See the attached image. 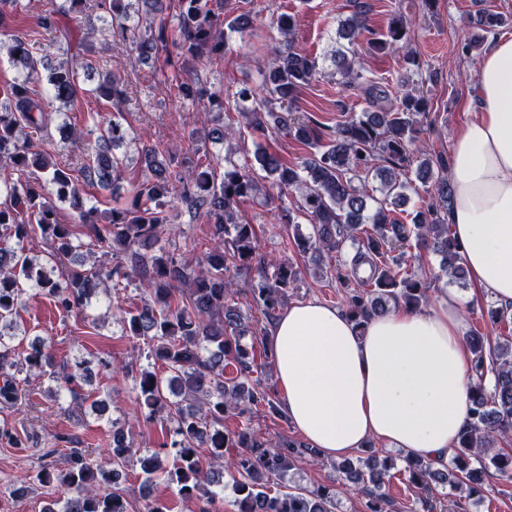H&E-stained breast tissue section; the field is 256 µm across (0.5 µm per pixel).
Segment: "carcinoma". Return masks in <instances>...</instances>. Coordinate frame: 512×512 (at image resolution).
I'll list each match as a JSON object with an SVG mask.
<instances>
[{"label": "carcinoma", "instance_id": "1", "mask_svg": "<svg viewBox=\"0 0 512 512\" xmlns=\"http://www.w3.org/2000/svg\"><path fill=\"white\" fill-rule=\"evenodd\" d=\"M211 0H176V24L168 26L163 0H99L95 7L108 9V25L125 37L135 33L142 21L128 25L131 14L147 19L146 37L134 36L138 60L148 62L172 45L193 57L219 60L224 56V29L235 31L243 13L229 22L221 19ZM365 5L342 24L339 36L348 46L333 53L336 84L344 89H360L367 108L324 132L319 125L286 116L292 112L299 90L318 74L316 58L288 44L258 65L262 78L257 88L235 93L244 103L241 112L246 128L265 137L292 136L315 149L297 168L266 150L255 154V161L272 184L301 192L299 209L312 221V234H296L294 244L302 253L334 250L345 239L355 240L365 224L372 225L362 248L350 263L336 268V280L346 289V313L358 326L368 322L388 301L395 306L417 308L427 301V287L420 277L403 267L397 250L415 239L434 240L441 256V270L451 279L465 278L460 245L449 231L448 215L452 190L445 179L434 188L439 204L418 212L411 224H401L391 206L407 201L410 184L400 179V170L409 161L410 150L423 157L417 178L424 184L432 179L427 148L421 139L417 116L428 108L422 94L405 93L399 102H388L386 90L364 80L358 48L384 51L401 48L407 41L410 23L392 13L386 28L366 36ZM504 24L502 16L484 12L477 20L485 33ZM33 33L18 30L11 34L9 54L23 72L20 79L0 90V162L16 172V179H0V404L14 405L19 399L20 375L36 372L56 382L47 390L58 401L69 393L70 406L80 410L76 388L88 382V368L81 360L61 375L55 370L51 350L45 341H34L30 351L18 354L12 345L19 329L17 309L27 289L34 288L50 297L66 313L84 312L100 293L110 296L123 282H134L150 291L140 309L121 318L124 335L147 343L148 356L161 362L170 373L166 379L154 370L120 366L136 373L135 409L148 410L146 420L165 425L170 442L138 457L144 474L143 484L163 481L175 486L177 495L195 499L215 508L220 492L211 486L222 473L205 469L202 457L211 463L226 462L233 470L232 485L237 512H333L335 493L324 487L315 491L290 487L271 490L266 479L283 476L296 464L318 457V451L291 438L274 443L255 433L254 412L275 409L271 395L247 383L254 358L241 343L245 335L241 317L228 304L233 294L231 271L247 270L260 250L253 225L235 218L240 200L254 198L263 185L249 166L231 165L217 175L211 164L197 163L182 184L180 201L207 218L220 240L207 247L192 265L177 259L170 251V201L172 186L169 159H159L154 145H145L140 161L147 174L134 184L129 200L109 210L100 222L98 210L82 191L70 169L59 166L53 157L61 151L73 152L86 146L88 161L81 164L83 179L103 190H112V181L123 168V159L114 154L127 138V131L113 118L103 125L74 129L63 124L60 141L48 134L52 122L50 105L31 87L37 75L38 60L30 50ZM96 69L94 60L72 54L49 68L51 98L70 105L80 90L79 76ZM179 95L203 112L224 110V100L215 97L198 81L178 85ZM89 94L114 105L126 95L121 75L109 72ZM329 142H323V139ZM385 159L392 167L383 169ZM375 173L382 183L381 197L370 194L361 174ZM77 217V223L60 221L61 205ZM85 228V243L77 228ZM40 234L51 243L50 258L79 261V268L64 275L56 266L43 263L24 250V240ZM86 250L90 260L78 258ZM373 267L368 288H352V278L360 263ZM271 273L263 272L250 289L256 310L272 318L288 299L298 270L293 263L270 260ZM473 354L476 382L470 388L468 421L459 434L448 466L435 469L422 460L406 461L408 482L421 493H428L433 482L446 484L461 498L479 492L477 483L483 471L494 469L501 479L512 482V453L494 451L498 444L512 440V341L487 344L475 333L467 338ZM492 389L485 387V378ZM234 412L244 418L240 427L224 428V415ZM112 434L107 461L91 458L84 448H70L61 468L43 466L33 479L45 487L61 490L43 512H128L120 488L121 471L137 457V450L124 427L111 422ZM237 453L224 459L228 449ZM393 468V461L369 455L355 461L345 459L339 466L347 482L365 492L364 512H387L390 500L382 488Z\"/></svg>", "mask_w": 512, "mask_h": 512}]
</instances>
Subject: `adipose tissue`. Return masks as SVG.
<instances>
[{"label": "adipose tissue", "mask_w": 512, "mask_h": 512, "mask_svg": "<svg viewBox=\"0 0 512 512\" xmlns=\"http://www.w3.org/2000/svg\"><path fill=\"white\" fill-rule=\"evenodd\" d=\"M482 109L456 131L450 222L474 283L512 301V37L494 38L480 67ZM468 323L454 293L399 307L357 329L315 300L288 306L267 338L281 406L321 454L377 440L447 465L467 420Z\"/></svg>", "instance_id": "ef3b65f1"}]
</instances>
